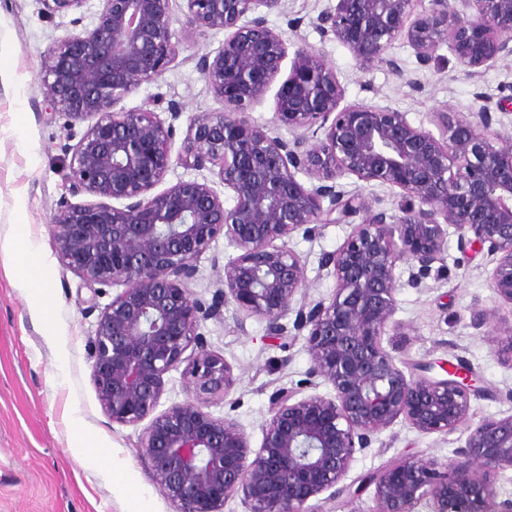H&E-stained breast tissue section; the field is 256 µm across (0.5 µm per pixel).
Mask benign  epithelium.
<instances>
[{
  "label": "benign epithelium",
  "mask_w": 512,
  "mask_h": 512,
  "mask_svg": "<svg viewBox=\"0 0 512 512\" xmlns=\"http://www.w3.org/2000/svg\"><path fill=\"white\" fill-rule=\"evenodd\" d=\"M40 2L54 17L90 0ZM183 2L190 26L224 32L215 55L197 62L224 110L191 120L177 163L217 169L229 207L196 179L153 193L172 163V126L151 108H119L178 54L172 0H99L92 25L55 41L40 71L52 113L87 123L70 148L68 190L97 198L57 210L58 259L90 287L123 285L101 311L92 342L105 414L142 427L151 480L173 512H224L239 492L245 512H308L305 504L320 494L334 500L351 492L343 481L355 454L398 422L422 435L463 427L465 446L445 464L412 457L373 473L374 512H413L423 499L432 512H512V499L496 501L495 488L496 477L512 472V415L470 422L471 397L489 393L479 376L462 366L436 377L442 363L410 365L384 346L400 328L397 264H408L409 282L421 284L443 261L452 232L463 249L486 251L490 286L512 306V140L488 134L487 104L455 119L440 113L438 137L404 112L344 106L336 71L302 44L277 81L288 40L266 15L285 0ZM416 2L336 0L317 26L360 64L399 77L390 55L398 41L421 64L445 44L469 76L512 57V0H430L421 12ZM276 81L272 124L252 122L247 111ZM280 127L292 138L276 133ZM345 176L397 189L408 204L399 215L378 210L338 185ZM321 224L351 230L322 258L336 288L310 300L302 293L305 261L289 240ZM221 235L238 254L224 263L205 307L187 284ZM229 304L264 320L270 337H304L309 375L330 387L303 396L277 389L256 449L237 421L207 411L236 377L198 329ZM179 369L192 396L159 412L165 376Z\"/></svg>",
  "instance_id": "7a95c632"
}]
</instances>
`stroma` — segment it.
Segmentation results:
<instances>
[{"mask_svg":"<svg viewBox=\"0 0 512 512\" xmlns=\"http://www.w3.org/2000/svg\"><path fill=\"white\" fill-rule=\"evenodd\" d=\"M335 0H286L283 13L267 17L289 43H304L332 66L345 89V104L387 107L406 113L414 125L438 132V113L450 117L477 111L483 98L491 102L512 96V59L498 61L480 75L467 76L448 47H440L428 65L413 50L395 43L391 53L404 70L396 77L382 67L360 65L333 35L323 33L317 16ZM171 29L179 53L164 73L142 84L122 101L136 112L153 100L175 103L177 115L160 110L173 127L172 153H179L190 120L201 112H219L221 101L209 90L196 67L199 57L215 55L223 33L187 27L183 0H174ZM72 15L48 17L39 0H0V237L19 234L38 241L49 263L44 284L46 310L35 311L32 289L22 287L18 257L0 251V512H128L131 503L146 499L151 512H172V506L148 473L138 431L112 423L104 413L92 380V338L97 318L120 293L117 285L88 288L59 262L53 241V216L66 202L84 204L86 194L71 195L65 181L71 138L81 137L84 124L50 115L39 71L53 42L73 32ZM350 231L346 224H326L311 237L295 235L291 247L306 262L304 291L310 299L329 297L335 280L322 268V257L339 247ZM218 239L197 262L189 281L196 298L211 303L219 264L235 256ZM484 254L461 252L449 236L441 263L421 286L408 282L406 264H399L397 319L401 335L389 343L398 358L408 361H462L495 390L492 398L471 401L473 420L512 415V364L498 348L512 325V307L502 304L487 279ZM499 317L474 326L480 310ZM207 347L232 366L236 385L210 406L213 415L227 416L245 429L252 447L263 439L273 393L281 387L307 395L327 392L313 384L310 356L303 340L268 337L264 321L239 318L225 307L223 320L200 325ZM79 409L81 429L69 416ZM112 458V480H104L84 457L74 453L77 434ZM465 432L445 437L422 435L398 423L356 455L347 483L360 485L367 475L405 457L447 462L464 447ZM361 487V485H360ZM309 512H373V487L354 496L308 501Z\"/></svg>","mask_w":512,"mask_h":512,"instance_id":"obj_1","label":"stroma"}]
</instances>
